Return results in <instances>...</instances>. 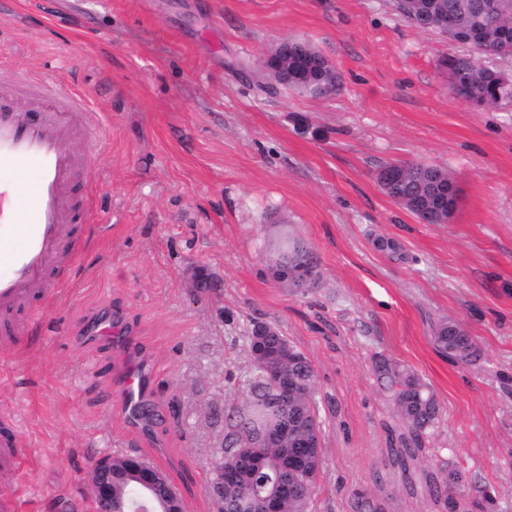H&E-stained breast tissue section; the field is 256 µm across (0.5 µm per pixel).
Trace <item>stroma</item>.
Instances as JSON below:
<instances>
[{
	"mask_svg": "<svg viewBox=\"0 0 512 512\" xmlns=\"http://www.w3.org/2000/svg\"><path fill=\"white\" fill-rule=\"evenodd\" d=\"M311 44L337 72L325 96L267 84L259 60ZM452 45L390 0H0V85L61 80L96 113L84 243L14 352L0 355V418L26 457L21 512H85L103 456L153 464L186 512H215L207 486L254 373L248 336L276 328L316 374L323 473L308 512H442L387 461L399 425L372 372L385 355L431 388L440 419L423 469L463 470L512 512V102L453 96ZM448 170L453 219L423 224L381 189L390 162ZM300 239L313 281L273 275ZM116 322L129 349L89 341ZM461 324L479 360L434 345ZM152 370L150 425L114 384Z\"/></svg>",
	"mask_w": 512,
	"mask_h": 512,
	"instance_id": "1",
	"label": "stroma"
}]
</instances>
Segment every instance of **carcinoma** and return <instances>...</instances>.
<instances>
[{
    "label": "carcinoma",
    "instance_id": "obj_1",
    "mask_svg": "<svg viewBox=\"0 0 512 512\" xmlns=\"http://www.w3.org/2000/svg\"><path fill=\"white\" fill-rule=\"evenodd\" d=\"M495 5L496 20L484 23L479 13L464 5V0H394L395 10L412 25L430 30L428 18L439 13L452 17L453 27L448 42L466 45L473 55L450 53L441 59L452 94L477 106L494 107L512 99V75L488 67L481 57L512 58V43L501 41L502 32H512V0H483ZM292 44L311 62V81L306 85L288 84V88L314 96L338 89L339 77L328 60L303 41ZM389 168L403 171L413 188H426L435 183H449L448 172L419 163H391ZM272 351L286 354L283 369L297 374L301 385L288 400L279 401L275 383L259 360H254V374L249 383L248 398L238 419L230 425L220 458L214 463L211 492L224 502V512H266L268 490L280 480L288 468L294 451L288 437V425L312 442L305 470L298 477V494L279 500L278 512H307L309 500L320 475L322 459V421L315 399L316 374L308 358L290 344L277 329L268 325L253 327L249 336L250 352L258 343ZM436 347L453 361L471 364L479 357L470 336H461L440 322L434 332ZM384 390L393 402L401 421L399 433L389 439L388 461L405 487L415 491L420 484L436 503L459 493L453 473L417 470L424 450L427 430L434 426L439 407L428 385L411 369L390 360L379 361L375 368ZM127 457L117 459L113 467L117 501L126 500L135 486L126 466ZM463 496L469 497L467 512H497L496 499L485 488L469 485Z\"/></svg>",
    "mask_w": 512,
    "mask_h": 512
}]
</instances>
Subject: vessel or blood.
Instances as JSON below:
<instances>
[{"mask_svg":"<svg viewBox=\"0 0 512 512\" xmlns=\"http://www.w3.org/2000/svg\"><path fill=\"white\" fill-rule=\"evenodd\" d=\"M28 99L13 106L14 95ZM92 113L85 95L45 79L18 77L0 86V347L10 346L29 325L25 315L37 294L56 299L63 261L78 257L73 232L81 214L72 201L74 185L90 175V154L73 145L89 139ZM150 384L141 368L125 371L117 393L132 417H139ZM0 470L22 480L24 461L12 423L0 426Z\"/></svg>","mask_w":512,"mask_h":512,"instance_id":"obj_1","label":"vessel or blood"}]
</instances>
